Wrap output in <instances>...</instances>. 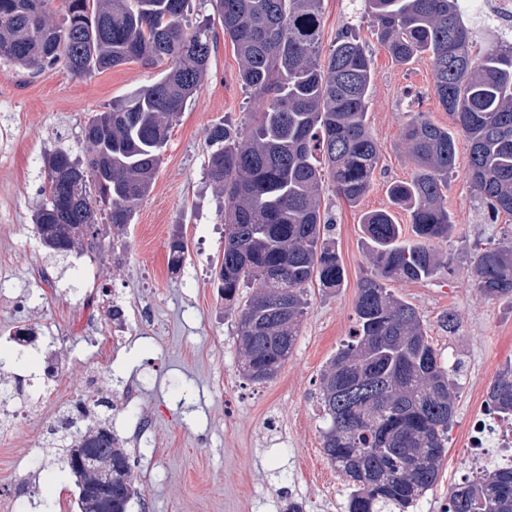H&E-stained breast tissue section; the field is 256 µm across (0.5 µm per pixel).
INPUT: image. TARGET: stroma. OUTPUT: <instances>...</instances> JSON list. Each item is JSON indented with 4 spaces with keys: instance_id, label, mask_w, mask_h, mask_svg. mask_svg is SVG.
I'll return each mask as SVG.
<instances>
[{
    "instance_id": "35a3bbf8",
    "label": "stroma",
    "mask_w": 512,
    "mask_h": 512,
    "mask_svg": "<svg viewBox=\"0 0 512 512\" xmlns=\"http://www.w3.org/2000/svg\"><path fill=\"white\" fill-rule=\"evenodd\" d=\"M321 9L323 47L350 25L374 60L367 125L380 162L358 206L324 184L322 208L344 269L343 286L333 293L310 288L293 353L275 379L260 385L239 373L236 318L225 310L214 279V263L224 251V199L206 181L204 163L206 128L219 121L239 125L261 103L239 81L237 56L210 0H193L189 14L213 36L207 75L172 125L153 187L126 227L123 251L87 248L55 261L30 217L48 178L44 154L63 148L80 155L93 112L154 83L159 68L134 62L79 78L61 65L29 75L0 65V272L16 284L14 299L0 301V350H13L7 337L19 327L45 334L61 327L70 335L69 344L56 348L64 368L51 407L16 424L0 414V512H13L18 495L79 512L75 480L61 471L56 449L36 445L38 427L67 412L80 392L114 395L136 382L159 451L158 478L129 512H286L292 501L304 512H346V479L322 453L318 378L355 329L357 286L371 271L363 212L386 209L396 223H411L408 211L393 207L388 196L389 186L413 171L403 142L406 122L419 112L442 127L450 120L434 92L429 56L397 64L350 0H322ZM464 20L479 48L512 41V17L501 14L498 0L467 8ZM468 166L469 146L460 137L443 190L457 222L438 245L446 265L430 278L390 285L423 315L444 360L463 362L438 481L411 512H446L448 490L468 468L464 439L471 418L486 407L489 385L512 364V300L479 297L468 277L477 252L512 238V215L489 221ZM177 228L188 256L173 274L167 241ZM111 303L124 312L120 323L104 315ZM142 309L153 326L141 324ZM449 313L455 323L450 330L442 322Z\"/></svg>"
}]
</instances>
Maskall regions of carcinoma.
<instances>
[{"mask_svg":"<svg viewBox=\"0 0 512 512\" xmlns=\"http://www.w3.org/2000/svg\"><path fill=\"white\" fill-rule=\"evenodd\" d=\"M0 0V63L40 71L61 64L79 78L132 62L163 66L153 84L98 111L84 126V154L45 157V200L31 216L49 257L83 246L75 230L112 225V249L150 192L172 124L205 78L209 28L184 24L191 0ZM236 50L242 86L261 101L246 131L207 127L206 177L224 195V252L215 277L224 308L237 312L239 373L254 384L281 371L295 349L308 287H341L344 271L326 238L322 186L356 205L368 192L379 150L366 121L376 73L355 33L337 34L321 62V0H211ZM378 41L405 64L427 54L434 91L452 120L419 112L404 127L414 166L389 186L409 212L413 239L387 210L362 214L372 271L358 285L356 329L320 375L323 454L347 479V512H408L432 489L448 447L461 363L445 365L421 313L389 282L431 277L445 262L433 244L453 233L443 188L455 168L456 136L468 142V176L490 220L512 214V43L472 51L459 0H363ZM168 269L187 257L181 231L168 242ZM469 276L485 299L512 297V241L479 252ZM258 289L243 296L251 284ZM377 391L354 400L350 385ZM488 405L512 415V367L498 374ZM99 423L51 432L64 448L90 444L112 457V503L127 512L141 487L130 455ZM447 512H512V468H484L448 490Z\"/></svg>","mask_w":512,"mask_h":512,"instance_id":"1","label":"carcinoma"}]
</instances>
